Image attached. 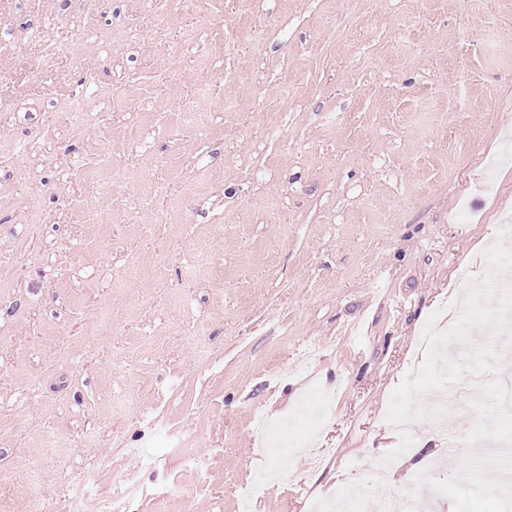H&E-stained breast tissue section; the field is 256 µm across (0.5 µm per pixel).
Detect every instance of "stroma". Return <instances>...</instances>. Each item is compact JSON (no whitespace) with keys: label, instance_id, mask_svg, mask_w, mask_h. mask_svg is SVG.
I'll use <instances>...</instances> for the list:
<instances>
[{"label":"stroma","instance_id":"1","mask_svg":"<svg viewBox=\"0 0 512 512\" xmlns=\"http://www.w3.org/2000/svg\"><path fill=\"white\" fill-rule=\"evenodd\" d=\"M505 224L512 0H0V512L33 467L128 512H451L409 455L379 482L383 419ZM470 402L414 423L436 479ZM256 408L329 456L259 453Z\"/></svg>","mask_w":512,"mask_h":512}]
</instances>
